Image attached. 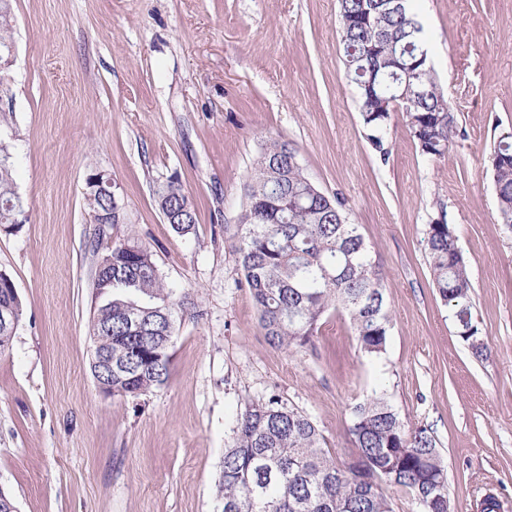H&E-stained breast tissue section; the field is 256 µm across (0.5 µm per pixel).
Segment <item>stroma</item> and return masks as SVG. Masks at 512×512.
<instances>
[{"mask_svg":"<svg viewBox=\"0 0 512 512\" xmlns=\"http://www.w3.org/2000/svg\"><path fill=\"white\" fill-rule=\"evenodd\" d=\"M455 118L448 154L424 156L400 113L387 156L368 138L342 60L338 0H11L0 140L28 220L0 229V270L23 315L0 355V489L18 512H215V482L248 400L277 392L344 462L353 407L380 388L427 428L450 512L485 493L512 512V229L496 219L490 157L512 129V0H417ZM284 139L307 176L343 198L385 276L386 354L358 352L330 313L312 348H271L228 243L261 146ZM110 174L124 221L165 284L199 316L178 326L170 377L137 398L102 393L89 318L99 256L86 179ZM176 179L197 223L164 219ZM446 219L488 343L475 357L433 288L429 224Z\"/></svg>","mask_w":512,"mask_h":512,"instance_id":"35a3bbf8","label":"stroma"}]
</instances>
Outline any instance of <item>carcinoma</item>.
Here are the masks:
<instances>
[{
	"label": "carcinoma",
	"instance_id": "obj_1",
	"mask_svg": "<svg viewBox=\"0 0 512 512\" xmlns=\"http://www.w3.org/2000/svg\"><path fill=\"white\" fill-rule=\"evenodd\" d=\"M412 0H339V26L346 76L358 91L363 125L375 149L386 155L385 135L392 105L413 83L408 65L429 55ZM370 13L369 22L348 27L344 18ZM10 0H0V59L14 46ZM379 61L382 90L362 87L370 55ZM419 79L428 94L410 100L404 115L422 154L441 158L453 139L454 116L432 68ZM498 223L512 229V131L500 133L491 157ZM168 210L183 216L171 228L193 233L196 211L176 181L158 186ZM91 223L110 206L93 190L85 196ZM26 203L16 190L13 156L0 142V226L20 228ZM234 252L259 314V326L274 348L293 351L312 344L331 310L349 316L362 354L387 352L390 315L384 276L372 260L359 225L349 221L344 202L320 190L306 175L297 151L283 140L262 148L243 185V206L233 239ZM433 287L450 308L455 329L470 328L482 356L487 343L473 316L472 283L458 240L444 221L427 230ZM103 259L104 277L93 281L103 299L90 318L92 343L104 342L112 327V395L136 397L164 385L172 361L177 323L196 308L186 292L168 288L152 252L132 237L113 242ZM356 461L344 465L324 448L310 417L271 393L250 400L237 415L233 443L224 460L215 498L218 512H393L385 487L404 490L421 512H448L446 467L425 428L404 424L386 393L375 392L354 407L349 428Z\"/></svg>",
	"mask_w": 512,
	"mask_h": 512
}]
</instances>
